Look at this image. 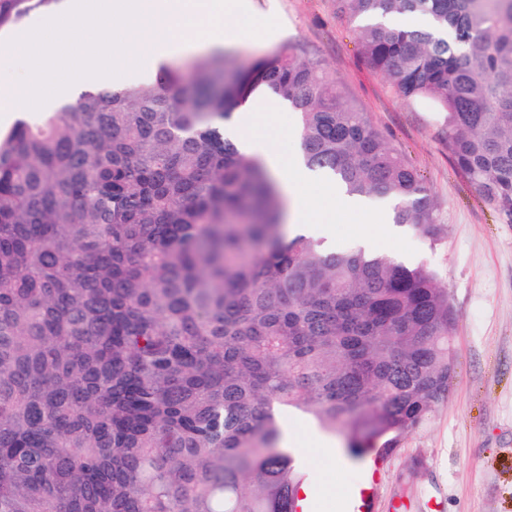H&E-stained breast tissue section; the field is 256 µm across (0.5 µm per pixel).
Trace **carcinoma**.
Instances as JSON below:
<instances>
[{
  "instance_id": "cac0c4a2",
  "label": "carcinoma",
  "mask_w": 512,
  "mask_h": 512,
  "mask_svg": "<svg viewBox=\"0 0 512 512\" xmlns=\"http://www.w3.org/2000/svg\"><path fill=\"white\" fill-rule=\"evenodd\" d=\"M57 2L0 0V31ZM336 11L512 219V0ZM192 68V89L162 67L0 134V512H297L306 474L284 413L382 457L447 397L437 274L288 236L264 159L224 122L259 89L290 104L303 164L391 201L393 224L434 250L446 225L417 169L301 50Z\"/></svg>"
}]
</instances>
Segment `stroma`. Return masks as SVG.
<instances>
[{
    "instance_id": "obj_1",
    "label": "stroma",
    "mask_w": 512,
    "mask_h": 512,
    "mask_svg": "<svg viewBox=\"0 0 512 512\" xmlns=\"http://www.w3.org/2000/svg\"><path fill=\"white\" fill-rule=\"evenodd\" d=\"M251 13L276 17L279 27L229 48L231 66L244 67L284 46L324 63L425 180L447 224L446 241L429 250L406 233L381 234L377 253L413 254L448 290L454 326L448 397L384 460L375 452L348 455L343 431L332 438L340 464L314 459L305 466L327 492L330 512H352L353 492L373 493L371 512L392 502L409 512H512V220L488 205L448 157L437 113L404 101L360 58L355 23L335 0H249Z\"/></svg>"
}]
</instances>
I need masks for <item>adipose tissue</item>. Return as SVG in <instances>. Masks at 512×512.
Returning a JSON list of instances; mask_svg holds the SVG:
<instances>
[{
    "label": "adipose tissue",
    "instance_id": "adipose-tissue-1",
    "mask_svg": "<svg viewBox=\"0 0 512 512\" xmlns=\"http://www.w3.org/2000/svg\"><path fill=\"white\" fill-rule=\"evenodd\" d=\"M237 114L229 132L240 149L264 159L290 200L291 234L327 238L332 225L360 223L367 204L343 196L335 184L307 169L298 154L281 155L275 146L276 133L260 123L254 103H245Z\"/></svg>",
    "mask_w": 512,
    "mask_h": 512
}]
</instances>
